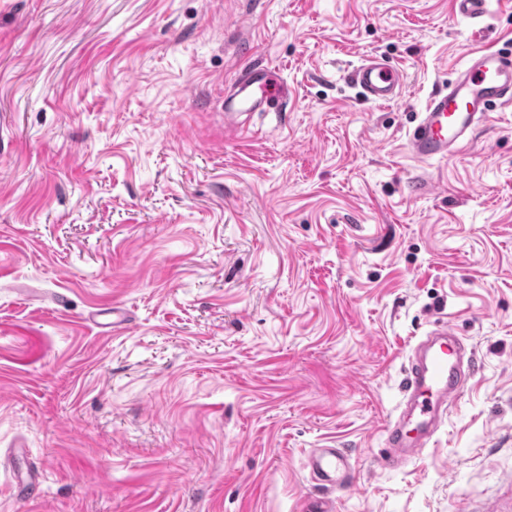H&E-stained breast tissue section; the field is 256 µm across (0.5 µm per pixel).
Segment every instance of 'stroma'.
Returning a JSON list of instances; mask_svg holds the SVG:
<instances>
[{
  "mask_svg": "<svg viewBox=\"0 0 512 512\" xmlns=\"http://www.w3.org/2000/svg\"><path fill=\"white\" fill-rule=\"evenodd\" d=\"M481 41L512 50V10L0 0V512H512V108L456 156L406 148ZM370 55L403 68L397 102L358 96ZM247 66L288 105L234 136ZM438 319L473 375L381 467ZM314 448L347 451L336 487ZM307 468L313 480L332 486L345 478L350 464L342 448H314L308 455Z\"/></svg>",
  "mask_w": 512,
  "mask_h": 512,
  "instance_id": "stroma-1",
  "label": "stroma"
}]
</instances>
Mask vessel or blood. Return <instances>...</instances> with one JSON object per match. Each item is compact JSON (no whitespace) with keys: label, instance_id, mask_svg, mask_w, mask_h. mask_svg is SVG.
Here are the masks:
<instances>
[{"label":"vessel or blood","instance_id":"vessel-or-blood-1","mask_svg":"<svg viewBox=\"0 0 512 512\" xmlns=\"http://www.w3.org/2000/svg\"><path fill=\"white\" fill-rule=\"evenodd\" d=\"M352 79L366 100L383 105L401 94L404 72L377 58L364 59ZM272 70H244L235 94L224 101L228 116L259 111L263 103L281 98ZM512 106V55L485 48L472 53L455 78L427 99L407 145L420 161L445 159L462 151L487 122L491 106ZM465 343L451 335L447 322L433 327L413 345L403 365V403L410 408L413 432H405L401 420L386 429L387 448L381 459L386 468L403 465L406 449L423 448L438 432L472 372ZM307 467L313 480L323 486L341 482L350 464L344 449L315 448Z\"/></svg>","mask_w":512,"mask_h":512}]
</instances>
